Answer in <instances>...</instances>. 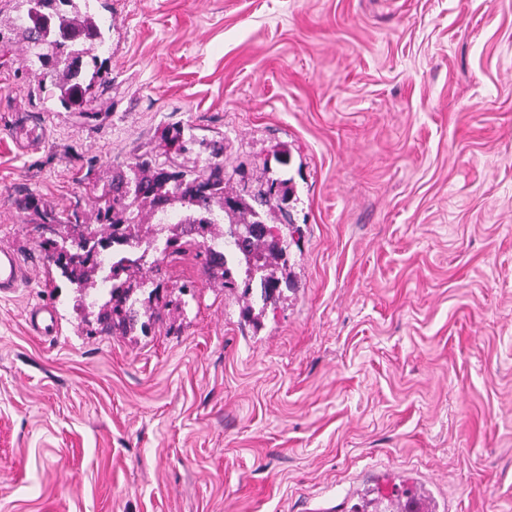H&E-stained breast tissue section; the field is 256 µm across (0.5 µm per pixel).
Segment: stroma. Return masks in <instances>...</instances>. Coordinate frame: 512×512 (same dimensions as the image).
Segmentation results:
<instances>
[{"instance_id": "35a3bbf8", "label": "stroma", "mask_w": 512, "mask_h": 512, "mask_svg": "<svg viewBox=\"0 0 512 512\" xmlns=\"http://www.w3.org/2000/svg\"><path fill=\"white\" fill-rule=\"evenodd\" d=\"M90 5L96 120L30 93L0 32V247L27 268L0 296V512H353L399 483L512 512V0ZM177 123L238 192L289 179L290 285L252 307L244 272L169 255L150 329L103 332L25 204L192 161ZM186 129L188 130V135L185 134ZM190 131V128H185L180 124H174L168 127L165 136L167 145L175 147L176 151L180 153L189 152L191 150L189 146L196 142V138ZM206 270L209 277L222 281V286L232 285L233 280V257L226 260L224 254H219L211 249H206Z\"/></svg>"}]
</instances>
